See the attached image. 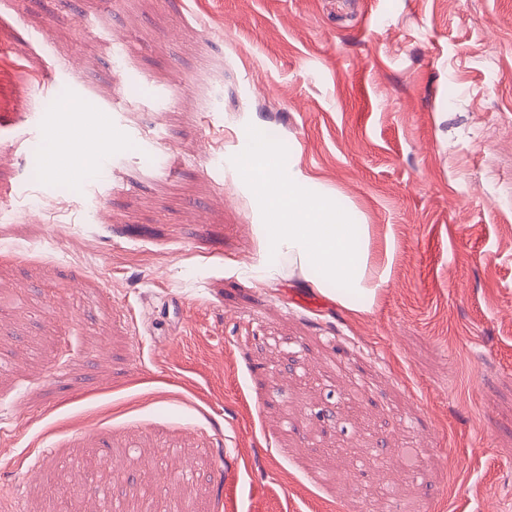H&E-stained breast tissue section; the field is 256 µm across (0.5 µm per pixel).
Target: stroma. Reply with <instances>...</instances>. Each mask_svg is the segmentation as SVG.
I'll return each mask as SVG.
<instances>
[{"instance_id": "1", "label": "stroma", "mask_w": 512, "mask_h": 512, "mask_svg": "<svg viewBox=\"0 0 512 512\" xmlns=\"http://www.w3.org/2000/svg\"><path fill=\"white\" fill-rule=\"evenodd\" d=\"M57 63L123 104L96 199L19 138L71 101L16 91ZM250 125L362 226L369 291L265 256ZM59 482L68 512H512V0H0V512Z\"/></svg>"}]
</instances>
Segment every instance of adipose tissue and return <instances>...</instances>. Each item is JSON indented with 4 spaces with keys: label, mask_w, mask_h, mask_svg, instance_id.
<instances>
[{
    "label": "adipose tissue",
    "mask_w": 512,
    "mask_h": 512,
    "mask_svg": "<svg viewBox=\"0 0 512 512\" xmlns=\"http://www.w3.org/2000/svg\"><path fill=\"white\" fill-rule=\"evenodd\" d=\"M49 153L43 163L45 175L60 176L66 170L67 160H74L83 170L97 168L112 152V133L105 127H94L83 105L63 108L60 120L51 128Z\"/></svg>",
    "instance_id": "obj_1"
}]
</instances>
